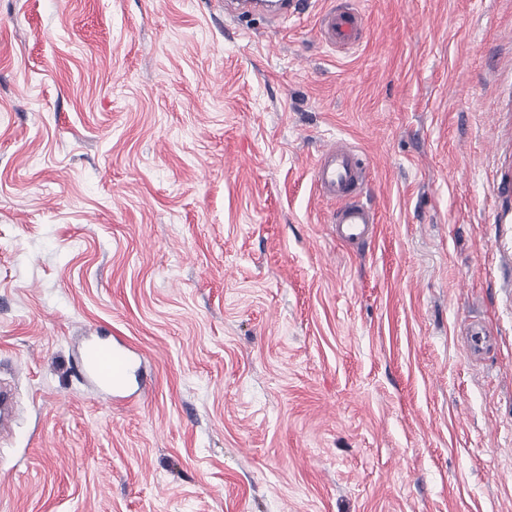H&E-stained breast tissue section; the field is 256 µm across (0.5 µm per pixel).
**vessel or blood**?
<instances>
[{"mask_svg":"<svg viewBox=\"0 0 512 512\" xmlns=\"http://www.w3.org/2000/svg\"><path fill=\"white\" fill-rule=\"evenodd\" d=\"M319 32L328 45H352L361 39L362 18L353 10L334 6L322 13ZM367 170L366 159L339 141L326 144L312 168V178L321 196L333 204L330 222L341 242L363 244L376 235L377 213L361 199ZM84 360L87 370L111 383L113 402H123L132 363L126 352L118 347L91 345L85 350Z\"/></svg>","mask_w":512,"mask_h":512,"instance_id":"b4317fda","label":"vessel or blood"}]
</instances>
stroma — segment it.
<instances>
[{
    "label": "stroma",
    "mask_w": 512,
    "mask_h": 512,
    "mask_svg": "<svg viewBox=\"0 0 512 512\" xmlns=\"http://www.w3.org/2000/svg\"><path fill=\"white\" fill-rule=\"evenodd\" d=\"M0 385V512H512V0H0ZM321 39L331 46H348L360 41L362 18L359 13L333 6L324 11L319 20ZM367 170L366 159L340 141L326 144L312 168L320 195L333 204L330 223L341 242L363 244L376 235V210L361 200ZM85 367L97 378L112 384V402L128 401L132 395H120L126 389L125 380L131 372L132 359L126 352L113 346L90 345L84 353Z\"/></svg>",
    "instance_id": "1"
}]
</instances>
